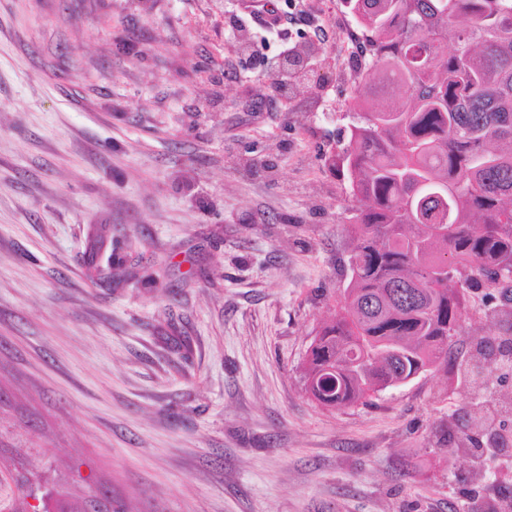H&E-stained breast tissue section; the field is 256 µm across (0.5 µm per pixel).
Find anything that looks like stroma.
Masks as SVG:
<instances>
[{
	"label": "stroma",
	"mask_w": 512,
	"mask_h": 512,
	"mask_svg": "<svg viewBox=\"0 0 512 512\" xmlns=\"http://www.w3.org/2000/svg\"><path fill=\"white\" fill-rule=\"evenodd\" d=\"M287 39L238 0H0V507L14 481L130 512H486L512 465L463 439L477 336H512L498 289L467 297L447 368L327 410L298 367L337 310L362 48L346 0ZM257 46L239 62L238 38ZM316 46L281 96L282 44ZM99 231L97 279L85 261Z\"/></svg>",
	"instance_id": "obj_1"
}]
</instances>
